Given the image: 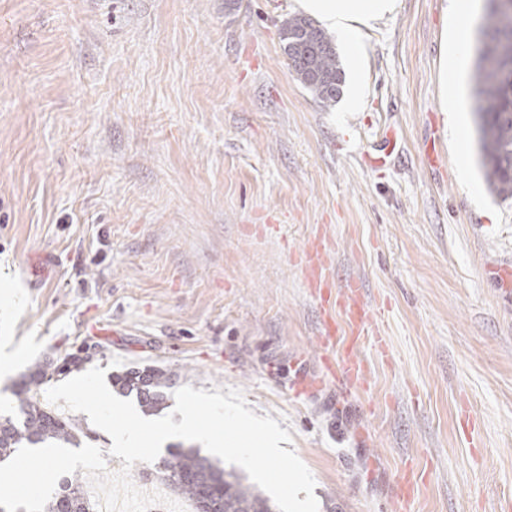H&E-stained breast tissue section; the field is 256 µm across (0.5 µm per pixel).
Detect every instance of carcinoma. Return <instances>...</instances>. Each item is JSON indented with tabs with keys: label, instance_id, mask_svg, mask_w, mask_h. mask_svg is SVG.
<instances>
[{
	"label": "carcinoma",
	"instance_id": "cac0c4a2",
	"mask_svg": "<svg viewBox=\"0 0 512 512\" xmlns=\"http://www.w3.org/2000/svg\"><path fill=\"white\" fill-rule=\"evenodd\" d=\"M480 30L474 83L481 160L489 191L507 200L512 199V5L486 11ZM281 41L292 75L321 102H336L343 93L344 72L333 37L311 18L290 16L281 24ZM80 364L75 355H67L59 364L37 365L23 376L15 391L19 417L0 414V463L23 446L54 442L79 447L86 432L44 407L36 389ZM112 385L135 396L141 412L150 416L167 406L174 378L157 366H137L113 376ZM162 468L174 487L195 502L197 512H276L272 501L244 477L197 448L173 446ZM44 512H90V504L77 482L66 479Z\"/></svg>",
	"mask_w": 512,
	"mask_h": 512
}]
</instances>
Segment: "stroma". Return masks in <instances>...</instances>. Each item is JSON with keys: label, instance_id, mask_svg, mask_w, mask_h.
Here are the masks:
<instances>
[{"label": "stroma", "instance_id": "1", "mask_svg": "<svg viewBox=\"0 0 512 512\" xmlns=\"http://www.w3.org/2000/svg\"><path fill=\"white\" fill-rule=\"evenodd\" d=\"M301 0H0V405L38 362L240 389L335 512H512V200L473 99H442L453 0L361 30L359 108L324 105L280 41ZM394 164L366 165L386 131ZM326 244L372 311L352 338L297 261ZM384 337L385 353L374 347ZM368 383L341 399L327 363ZM307 378L299 380L297 367ZM366 371L364 361L355 356L343 359L336 370L346 385L352 388H357L366 381Z\"/></svg>", "mask_w": 512, "mask_h": 512}]
</instances>
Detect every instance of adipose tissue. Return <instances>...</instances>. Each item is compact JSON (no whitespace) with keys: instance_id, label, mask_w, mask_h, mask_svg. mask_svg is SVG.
Instances as JSON below:
<instances>
[{"instance_id":"ef3b65f1","label":"adipose tissue","mask_w":512,"mask_h":512,"mask_svg":"<svg viewBox=\"0 0 512 512\" xmlns=\"http://www.w3.org/2000/svg\"><path fill=\"white\" fill-rule=\"evenodd\" d=\"M396 0H306L305 7L336 29L348 42L354 68H361L363 51L360 28L369 21L391 12ZM456 12L463 26L456 35L449 58L444 62L442 90L446 102L456 103L465 83L463 47L468 44L471 29L468 20L474 10L473 0H455Z\"/></svg>"}]
</instances>
